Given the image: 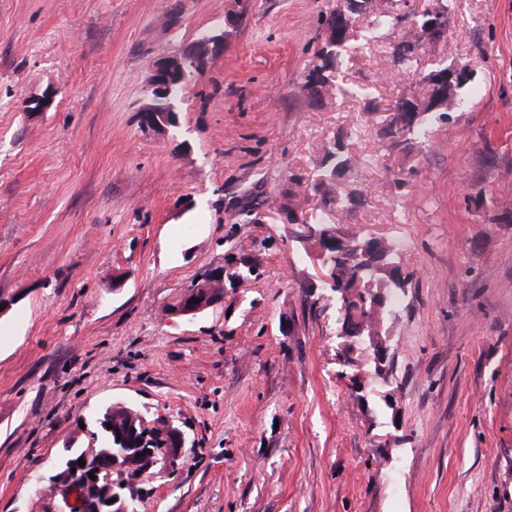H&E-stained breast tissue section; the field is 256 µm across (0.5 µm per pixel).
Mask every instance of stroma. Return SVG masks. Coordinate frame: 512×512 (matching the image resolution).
I'll return each instance as SVG.
<instances>
[{"label":"stroma","instance_id":"obj_1","mask_svg":"<svg viewBox=\"0 0 512 512\" xmlns=\"http://www.w3.org/2000/svg\"><path fill=\"white\" fill-rule=\"evenodd\" d=\"M344 0H0V512H65L66 445L123 402L186 447L145 512H512V0H453L416 71L400 14L367 0L355 51L301 85ZM220 31L174 125H143L158 58ZM465 68L431 137L386 136L427 75ZM43 109H36V102ZM356 166L338 234L393 244L409 281L385 326L387 380L352 391L323 268L283 209L330 143ZM257 276L172 309L224 268ZM418 32L415 26H411L403 33L401 40L394 49L393 57L397 66L404 70H409L418 65ZM235 269L229 268L218 274L209 275L197 281L191 291H185L182 299L174 310L178 316L193 317L210 307L224 296V281L232 280L229 274ZM194 299H200V303L194 304Z\"/></svg>","mask_w":512,"mask_h":512}]
</instances>
